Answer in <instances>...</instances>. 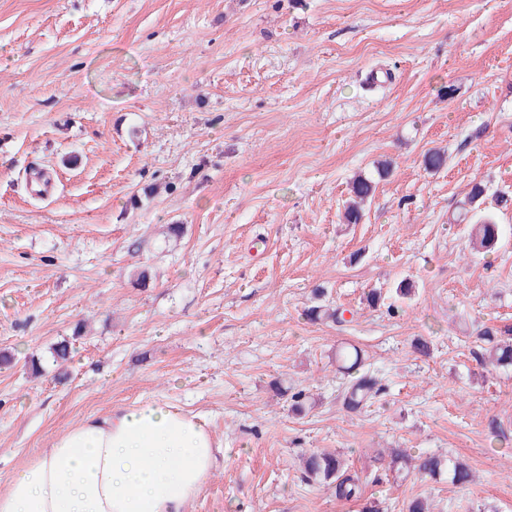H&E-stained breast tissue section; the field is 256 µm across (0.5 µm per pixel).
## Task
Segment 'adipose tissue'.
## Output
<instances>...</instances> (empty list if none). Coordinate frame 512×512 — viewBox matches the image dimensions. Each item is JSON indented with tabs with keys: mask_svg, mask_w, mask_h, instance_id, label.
<instances>
[{
	"mask_svg": "<svg viewBox=\"0 0 512 512\" xmlns=\"http://www.w3.org/2000/svg\"><path fill=\"white\" fill-rule=\"evenodd\" d=\"M215 467L204 422L148 401L58 434L13 472L0 512H187Z\"/></svg>",
	"mask_w": 512,
	"mask_h": 512,
	"instance_id": "obj_1",
	"label": "adipose tissue"
}]
</instances>
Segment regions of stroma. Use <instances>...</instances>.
Masks as SVG:
<instances>
[{
    "label": "stroma",
    "mask_w": 512,
    "mask_h": 512,
    "mask_svg": "<svg viewBox=\"0 0 512 512\" xmlns=\"http://www.w3.org/2000/svg\"><path fill=\"white\" fill-rule=\"evenodd\" d=\"M476 182L490 254L453 220ZM502 193L512 0H0V488L70 425L160 400L219 447L194 512H512V371L478 362L480 326H512ZM343 345L382 387L355 413ZM392 448L475 481L400 479ZM309 450L361 500L308 481ZM372 177L358 176L352 180L349 196L345 199L341 210L343 224H359L365 216V208L375 191ZM474 229V247L484 252L493 251L500 237V225L494 218L485 216L478 224H474ZM304 456L309 479L330 489L339 500L357 501L361 497V475L349 470L340 456L315 451Z\"/></svg>",
    "instance_id": "obj_1"
}]
</instances>
